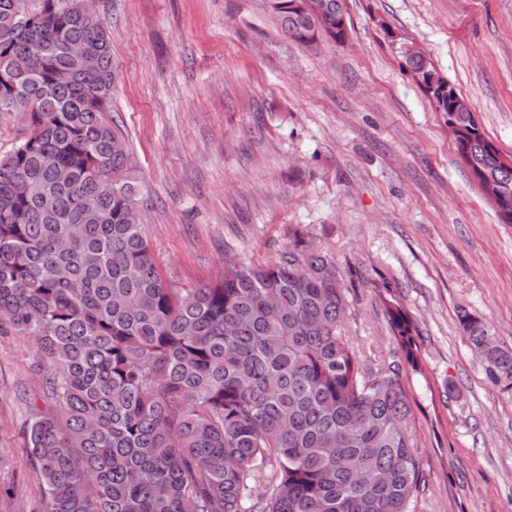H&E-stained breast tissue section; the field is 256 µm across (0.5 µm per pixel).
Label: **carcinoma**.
Returning <instances> with one entry per match:
<instances>
[{"label": "carcinoma", "mask_w": 512, "mask_h": 512, "mask_svg": "<svg viewBox=\"0 0 512 512\" xmlns=\"http://www.w3.org/2000/svg\"><path fill=\"white\" fill-rule=\"evenodd\" d=\"M0 0V112L27 130L0 155V333L26 337L49 406L24 437L38 512H411L422 471L406 429L403 366L418 326L382 284L400 358L363 365L345 323L348 273L297 240L264 266L179 290L156 265L126 133L110 115L116 66L104 19L80 0ZM272 12L288 37L341 42L346 0ZM97 57L84 69L73 47ZM456 153L504 224L512 155L431 62L407 57ZM112 181V190L101 188ZM459 325L495 384L512 349Z\"/></svg>", "instance_id": "carcinoma-1"}]
</instances>
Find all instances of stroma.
<instances>
[{"label": "stroma", "mask_w": 512, "mask_h": 512, "mask_svg": "<svg viewBox=\"0 0 512 512\" xmlns=\"http://www.w3.org/2000/svg\"><path fill=\"white\" fill-rule=\"evenodd\" d=\"M97 7L144 231L173 287L316 242L354 274L347 329L371 367L395 351L390 282L420 331L418 366L402 370L424 474L415 512H512V389L486 377L457 319L481 315L512 348V224L399 51L418 45L512 154V0H347L345 41L312 47L266 0ZM32 358L29 341L0 335V512H31L39 497L23 433L42 393Z\"/></svg>", "instance_id": "35a3bbf8"}]
</instances>
